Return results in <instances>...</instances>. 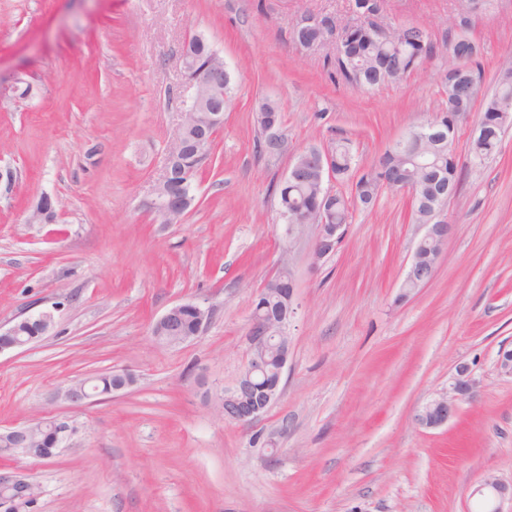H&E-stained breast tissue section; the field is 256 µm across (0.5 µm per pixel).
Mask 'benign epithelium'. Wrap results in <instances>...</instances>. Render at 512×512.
Returning a JSON list of instances; mask_svg holds the SVG:
<instances>
[{"instance_id":"7a95c632","label":"benign epithelium","mask_w":512,"mask_h":512,"mask_svg":"<svg viewBox=\"0 0 512 512\" xmlns=\"http://www.w3.org/2000/svg\"><path fill=\"white\" fill-rule=\"evenodd\" d=\"M371 31L375 39L382 43L394 40L399 26L385 22L375 13L369 18ZM319 28L325 37L323 44H314L299 36L301 29ZM356 23L353 19H336V24L327 25L320 18L306 13L294 30L295 44L304 50L324 48L336 43L335 55L349 61L355 58L353 38ZM183 65L187 79L194 93L188 105L180 114L179 125L183 126L192 120L194 113L206 114L210 124L217 128L224 125V88L229 84V72L224 59L217 55L196 56L183 50ZM263 128L268 132L264 142V152L270 156L280 154L285 142L277 134L280 126V110L263 113ZM317 175L318 208L313 212L291 215L281 213L288 229L302 224H314L317 236L313 246L315 262L330 257L342 244L348 225L328 224L327 203L334 196V191L327 183L335 180L336 173L332 166L330 153L312 148L305 151L303 163L293 162L287 171L286 179L301 181L305 171ZM169 163H164L161 173L151 188L148 203L161 218L162 223L170 222L173 216L182 217L192 203L188 192L174 193L167 183ZM385 184L400 190H409L417 194L419 187L408 183L405 173L400 168L393 169ZM435 202L439 208L435 211L436 219L424 225L425 233L417 240L410 263L406 269L402 286L414 282L419 286L427 284L434 275L443 256L444 247L452 232V225L440 219V214L448 202L456 195V191L443 186L432 189ZM288 281V287L278 289V295L285 299V307L278 313L271 312V306L254 308L252 327L249 336V353L246 365L234 384L222 390L216 396V407L224 419L243 426L250 425L264 416L276 403L282 391V382L288 359L291 353V342L288 336V322L295 313V283L293 273L286 264L279 265L273 283L279 285ZM188 314L195 317L200 335L210 319L209 310L198 303H178L170 307L152 327V336L160 345L184 344L194 340V336L178 335V324ZM55 325L52 311H42L14 321L8 328L0 325V353L8 350L25 348L40 338L48 335ZM496 369L503 376L512 377V348L503 347L498 351ZM96 378L93 376L68 383L58 392L64 401L72 405H83L94 402L97 396ZM478 388V381L472 376L465 364L458 366L449 385L448 391L432 398L415 415L416 422L424 428H437L448 423L457 413V402L471 398ZM50 430L54 441L48 446V457L55 456L58 451L75 434L76 429L60 417L40 418L0 430V452L12 453L17 448L27 449L32 437ZM471 496L477 498L484 512H503L502 504L512 502V480H504L494 474H487L473 489ZM35 498V486L22 472H0V512H19L24 502Z\"/></svg>"}]
</instances>
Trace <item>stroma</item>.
I'll return each instance as SVG.
<instances>
[{
    "instance_id": "1",
    "label": "stroma",
    "mask_w": 512,
    "mask_h": 512,
    "mask_svg": "<svg viewBox=\"0 0 512 512\" xmlns=\"http://www.w3.org/2000/svg\"><path fill=\"white\" fill-rule=\"evenodd\" d=\"M350 0H0V324L56 308L54 330L0 353V428L45 415L77 429L57 456L0 457L37 486L30 512H470L489 473L512 478V128L470 169L481 104L458 131L469 169L443 212L453 226L432 279L402 296L421 230L412 196L382 190L356 209L338 250L315 263L314 225L287 228L276 188L303 150L348 139L352 184L447 104V57L398 82H336L289 32L303 12L345 16ZM455 0H383L391 22L442 37ZM483 92L512 66V0L471 18ZM204 38L231 75L224 127L180 223L144 202L193 94L182 46ZM31 85L16 99L14 77ZM281 110L287 149L259 148L253 116ZM52 224L25 217L41 196ZM287 262L295 314L282 394L248 427L207 393L231 386L249 350L253 294ZM211 311L204 332L171 347L151 329L171 306ZM479 385L437 429L414 416L458 365ZM133 374L132 387L79 407L70 380Z\"/></svg>"
}]
</instances>
